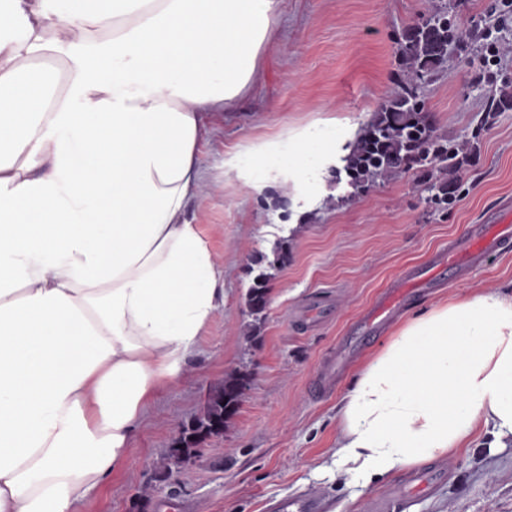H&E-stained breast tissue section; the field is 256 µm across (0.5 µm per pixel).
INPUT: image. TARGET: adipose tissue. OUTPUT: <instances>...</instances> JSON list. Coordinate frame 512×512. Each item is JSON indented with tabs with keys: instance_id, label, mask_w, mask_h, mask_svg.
Here are the masks:
<instances>
[{
	"instance_id": "ef3b65f1",
	"label": "adipose tissue",
	"mask_w": 512,
	"mask_h": 512,
	"mask_svg": "<svg viewBox=\"0 0 512 512\" xmlns=\"http://www.w3.org/2000/svg\"><path fill=\"white\" fill-rule=\"evenodd\" d=\"M278 0H0V512H80L126 461L224 283L185 218L206 120L252 83ZM358 127L248 141L224 177L303 200ZM364 479L512 436V293L409 320L342 399Z\"/></svg>"
}]
</instances>
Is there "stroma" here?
Here are the masks:
<instances>
[{"mask_svg":"<svg viewBox=\"0 0 512 512\" xmlns=\"http://www.w3.org/2000/svg\"><path fill=\"white\" fill-rule=\"evenodd\" d=\"M437 11L459 31L488 30L512 46L503 0H280L251 87L211 121L200 144L204 178L186 209L224 281V301L176 379L141 413L125 464L82 512H267L269 501L308 490L323 493L325 512H512V444L496 447L482 430L470 447L434 459L444 474L426 492L407 491L421 462L368 483L333 463L341 399L406 319L473 292L512 288V256L470 270L435 264L450 241L465 242L469 226L489 223L512 199V110L489 109L501 92L512 93V53L491 81L479 42H468L466 53L449 50L422 88L437 134L458 150L455 168L413 166L360 190L340 160L314 180L301 210L288 186L265 199L224 177L225 152L243 141L332 114L366 127L412 78L400 55L405 31ZM445 182L459 191L443 209L432 198ZM409 270L437 287L403 306L320 393L324 361ZM262 272L269 303L255 318L246 295ZM235 373L246 374L247 385L223 434L201 443L190 462L168 465L183 427Z\"/></svg>","mask_w":512,"mask_h":512,"instance_id":"stroma-1","label":"stroma"}]
</instances>
